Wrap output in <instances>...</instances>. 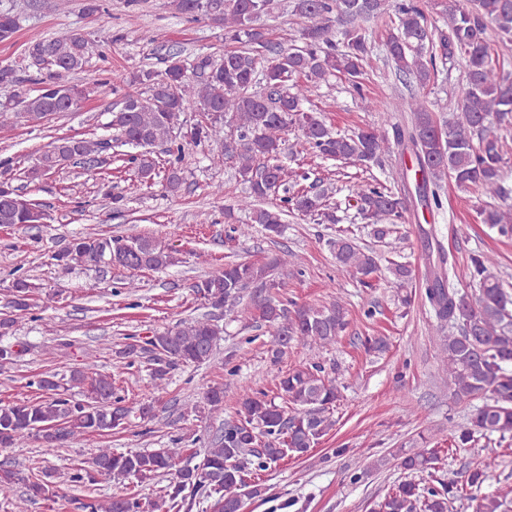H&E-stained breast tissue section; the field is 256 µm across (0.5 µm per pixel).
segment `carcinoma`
Masks as SVG:
<instances>
[{"label": "carcinoma", "instance_id": "1", "mask_svg": "<svg viewBox=\"0 0 512 512\" xmlns=\"http://www.w3.org/2000/svg\"><path fill=\"white\" fill-rule=\"evenodd\" d=\"M177 13L194 21L209 19L224 26V54H196L187 62L180 54L163 58V69L144 65L137 80L145 91L127 92L120 106L109 112L105 128L111 131L96 139L63 137L24 172L28 181L40 180L83 160L98 167L109 164L117 149H141L131 154L141 182L153 183L156 163L151 149L163 148L167 156L164 189L181 191V167L185 150L209 143L217 137V125L225 119L235 123V135L224 149L207 154L213 166L229 158L246 184L244 196L224 210L231 232L246 237L258 224L268 234H279L290 214L309 217L319 224H336V207L329 203L328 189L291 191L288 170L281 163L288 132H298L301 144L316 155L362 167L380 162L392 144L409 142L417 168L422 171L423 200L441 206L444 180H454L461 190L475 187L491 199L480 210L481 222L512 237V186L506 181L505 141L501 131L512 128V78L497 66L488 30L512 41V0H444L446 27L429 20V0H290L291 14L299 19L297 36L284 48L268 37L263 21L273 10V0H172ZM388 18L391 28L386 42L387 59L394 70L413 78L425 88L438 74L437 60L465 63L462 94L452 118L442 120L432 112L425 97L412 93L389 104L391 112H409L411 126L393 127V138L373 128L351 135L334 132L321 113L305 107L309 93L334 72L344 74L353 90L371 107L364 93V63L370 51L367 27L373 19ZM20 17L11 9H0V42L13 38ZM90 42L80 33L63 32L31 42L26 50L29 66L41 74L39 87L31 94L10 65L0 66V84L16 87L0 102V127L20 118L39 124L62 112H75L89 90L72 83L71 76L89 59ZM186 112H197L193 123L180 120ZM404 169H392L384 179L361 180L350 189L356 215L369 227L374 242L382 243L404 219L396 186L406 182ZM248 214L249 222L238 223L235 211ZM46 210L27 200L14 185L8 159L0 160V225L43 224ZM336 263L360 283L369 279L386 262L393 283L404 288L413 279L410 264L385 259L376 249L364 247L357 238L342 231L329 240ZM63 270L89 263H111L130 273L121 281L136 287L133 275L145 270L161 271L176 263L169 249L157 240L81 237L52 255ZM428 268L425 301L438 323L439 352L455 400L481 404L472 406L464 425L453 427L451 446L464 448L477 434L512 439V293L492 272L493 258L470 257L469 276L475 292L453 286L443 266ZM294 265L287 251L263 264L232 261L192 285L193 291L213 309H222L255 289L253 306L257 320L272 328L268 353L278 361L294 341L314 348L330 346L348 326L347 309L341 300L327 306L290 308L286 283L279 275ZM41 289L27 276L14 280L7 307L26 314L32 296ZM222 328L208 315L182 322L145 340L132 336L116 355L133 365L150 354L153 390L168 384L171 372L180 365L211 360ZM45 396L35 401L0 405V448H14L33 438L49 447H61L79 437L103 435L126 425L132 410L118 395L112 377L88 376L78 369L60 377L46 372L36 381ZM79 387L83 399L72 400L61 390ZM283 404L266 398L264 392L240 396L235 419L206 449L203 461L176 468L182 448L154 451L114 452L100 448L69 475L72 483H94L97 477L140 481L159 474L170 476L162 496L141 500L114 497L87 504L90 512H191L196 496L203 492L215 501L217 512H240L244 501L259 498L265 487L254 476L292 456L300 457L319 443L335 425L334 408L342 395L336 380L325 367L313 363L290 371L278 382ZM439 450L425 449L401 458L400 467L409 472L435 468ZM496 468L492 457L467 471L465 483L438 479L430 486L404 480L375 504L373 512H448L449 504L465 498L473 512H502L509 491L477 496L478 490ZM54 472L33 467L1 469L0 483L21 485L24 496L13 504L23 509L29 502L53 497Z\"/></svg>", "mask_w": 512, "mask_h": 512}]
</instances>
